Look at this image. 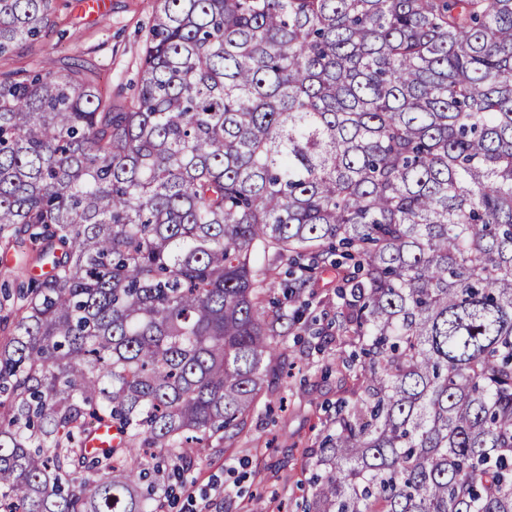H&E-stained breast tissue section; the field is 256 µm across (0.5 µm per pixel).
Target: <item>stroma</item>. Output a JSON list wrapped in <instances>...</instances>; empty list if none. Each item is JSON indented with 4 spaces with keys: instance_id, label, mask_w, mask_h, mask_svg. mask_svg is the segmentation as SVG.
Listing matches in <instances>:
<instances>
[{
    "instance_id": "35a3bbf8",
    "label": "stroma",
    "mask_w": 512,
    "mask_h": 512,
    "mask_svg": "<svg viewBox=\"0 0 512 512\" xmlns=\"http://www.w3.org/2000/svg\"><path fill=\"white\" fill-rule=\"evenodd\" d=\"M58 2L52 32L0 58V71L34 60L59 67L72 57L91 66L110 91L130 96L153 0H105L99 17L84 12L81 0ZM309 291L304 316L327 327L338 302L334 275L314 273ZM280 349L284 368L266 379L244 429L191 450L190 469L169 512H302L309 457L325 434L326 413L351 398L356 382L337 373L335 344L319 346L307 331L290 330Z\"/></svg>"
}]
</instances>
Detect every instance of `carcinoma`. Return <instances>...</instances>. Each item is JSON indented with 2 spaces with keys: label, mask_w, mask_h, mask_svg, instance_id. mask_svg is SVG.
<instances>
[{
  "label": "carcinoma",
  "mask_w": 512,
  "mask_h": 512,
  "mask_svg": "<svg viewBox=\"0 0 512 512\" xmlns=\"http://www.w3.org/2000/svg\"><path fill=\"white\" fill-rule=\"evenodd\" d=\"M57 0H0V56ZM137 96L0 71V512H163L336 274L303 512H512V0H154ZM110 424L112 448H85ZM19 264H27L35 274L42 273L41 264L35 255L13 248L3 250L0 245V287L3 283L14 284L18 278L16 268ZM308 293H313L308 296ZM305 299H308L309 305L304 307V319L317 318L316 325L312 328H327L328 323L333 320L336 314V281L334 274L330 272L316 271L312 274L310 287L307 288ZM301 322V323H302Z\"/></svg>",
  "instance_id": "cac0c4a2"
}]
</instances>
